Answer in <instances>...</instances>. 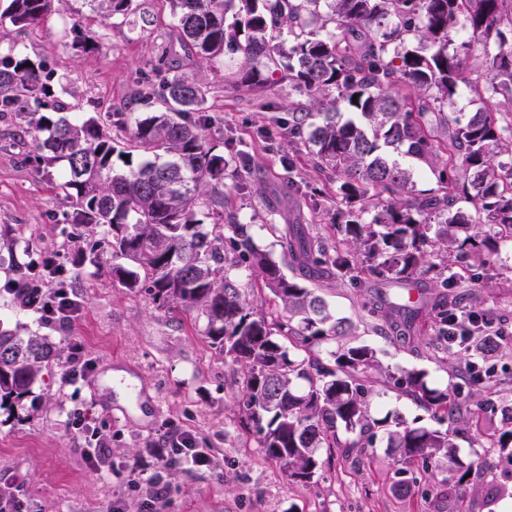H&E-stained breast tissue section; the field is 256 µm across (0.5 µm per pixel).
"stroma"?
Wrapping results in <instances>:
<instances>
[{
	"mask_svg": "<svg viewBox=\"0 0 512 512\" xmlns=\"http://www.w3.org/2000/svg\"><path fill=\"white\" fill-rule=\"evenodd\" d=\"M142 2L154 20L143 29L103 19L83 0H65L43 24L24 31L0 23V53L41 63L58 98L81 116L153 112V103L141 95L142 80L159 57H168L207 87V110L224 131L220 151L249 157L252 181L233 194L232 205L241 222L252 225L256 244L280 255L278 238L264 229L269 222L335 238V185L323 183L307 148L278 134L264 136L299 94L277 84L263 100L244 98L225 79L223 64L199 65L191 47L177 40L165 0ZM75 23L100 42L99 51L73 47ZM25 138L0 120V231L31 241L32 255L80 273L70 288L79 310L68 320L41 323L38 313L0 295L1 322L39 331L59 348L50 372L22 404L0 408V487L10 488L26 512H111L117 504L138 512L141 493L130 474L138 464L146 477L161 474L168 487L157 512H448L441 482L426 494L395 489L397 455L382 434L360 464L336 452L313 483L288 481L278 462L262 457L254 428L242 424L239 367L211 343L204 320L193 311L157 309L145 290L123 288L112 279L108 256L83 260L87 241L64 223L65 206L27 160ZM472 272L485 284L481 304L494 309L504 336H512V283L477 266ZM320 286L330 308L358 325L359 342L375 348L391 373L417 368L439 385L454 382L455 368L429 336L428 311L408 320L396 337L373 328L362 308L368 299L392 301L387 283L356 288L324 280ZM77 348L91 368L84 380L69 383L64 374ZM84 418L105 443L106 455L95 469L87 464L86 435L77 427ZM183 433L208 450L211 466L171 463L155 469L149 449ZM504 483L499 477L470 486L466 512H497L512 499Z\"/></svg>",
	"mask_w": 512,
	"mask_h": 512,
	"instance_id": "obj_1",
	"label": "stroma"
}]
</instances>
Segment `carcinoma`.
<instances>
[{"mask_svg":"<svg viewBox=\"0 0 512 512\" xmlns=\"http://www.w3.org/2000/svg\"><path fill=\"white\" fill-rule=\"evenodd\" d=\"M55 0H9L0 21L19 30L40 24ZM92 10L127 18L134 0H85ZM181 41L200 64L239 56L228 78L260 98L287 83L305 102L288 108L278 134L309 149L312 167L336 185V242L303 228L280 236L283 259L299 276L357 282L407 281L431 275L441 289L435 336L448 340L458 314L471 328L448 348L485 360L503 349L495 311L467 309L452 291L460 272L498 266L512 243V0H168ZM470 38L449 48L452 33ZM73 46L99 50L96 38L72 27ZM480 46L486 76L479 96L501 97L511 109L484 107L463 119L448 111L473 86L467 60ZM0 56V117L33 137L35 160L57 170L56 196L66 223L102 230L93 259L106 254L112 276L130 290L146 288L158 309L195 310L207 336L240 366L238 393L246 423L266 459L287 478L308 483L323 466L322 450L371 448L387 436L401 467L395 487L408 489L448 472V498L499 466L512 471V406L500 425L483 431L484 451L465 463L455 439L461 415L469 427L493 422V367L467 362L453 389L422 369L387 373L383 385L407 395L446 428L390 414H372L376 350L349 340L355 325L329 309L320 289L288 277L254 243L251 226L228 208L246 187L245 156L224 157L207 135L205 91L196 79L153 66L159 80L151 115H69L55 100L40 64ZM357 100H352V97ZM353 117L343 118V112ZM437 174L438 188L419 189L391 150ZM122 167H117V164ZM231 184H226V179ZM472 206L468 213L461 203ZM373 210L369 223L360 214ZM211 230H204V224ZM8 287L21 307L36 296L40 274L59 288L71 274L49 258L12 261ZM268 289L276 312L249 303ZM394 311L409 319L419 300L408 292ZM329 347L328 359L318 355ZM56 345L29 329L0 324V405L22 401L43 381Z\"/></svg>","mask_w":512,"mask_h":512,"instance_id":"cac0c4a2","label":"carcinoma"}]
</instances>
